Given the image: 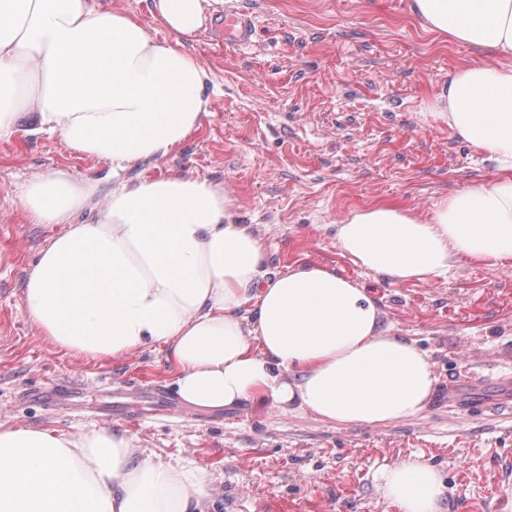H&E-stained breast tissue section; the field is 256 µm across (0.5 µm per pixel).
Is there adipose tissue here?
<instances>
[{"mask_svg":"<svg viewBox=\"0 0 512 512\" xmlns=\"http://www.w3.org/2000/svg\"><path fill=\"white\" fill-rule=\"evenodd\" d=\"M222 3L152 0V16L174 34L159 42L102 0H0V138L28 112L39 131L117 176L80 222L98 181L56 169L23 190L38 223L65 227L28 274L25 314L76 357L166 348L177 395L196 408L250 400L334 425L417 416L432 397V366L383 326L363 284L327 266L271 267L252 225L208 181L119 177L201 129L207 71L184 41ZM407 13L437 40L512 58V0H408ZM435 116L496 176L423 214L377 203L336 224L340 254L393 284L446 276L462 257L512 263V67H458ZM376 479L398 512H439L446 492L419 456ZM209 484L202 470L141 455L119 427L74 436L0 426V512H204Z\"/></svg>","mask_w":512,"mask_h":512,"instance_id":"obj_1","label":"adipose tissue"}]
</instances>
